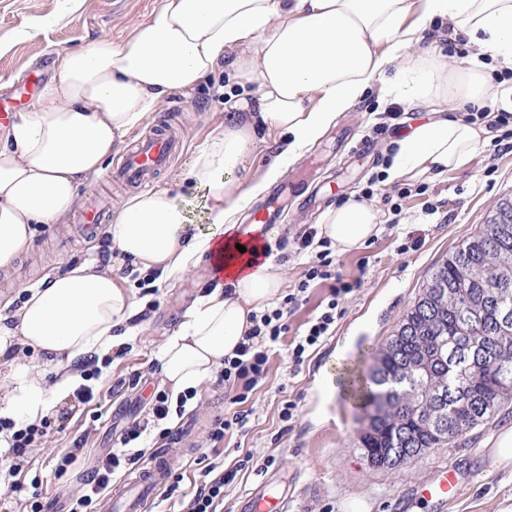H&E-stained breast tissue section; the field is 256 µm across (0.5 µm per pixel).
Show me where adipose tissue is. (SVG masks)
Segmentation results:
<instances>
[{
	"instance_id": "ef3b65f1",
	"label": "adipose tissue",
	"mask_w": 512,
	"mask_h": 512,
	"mask_svg": "<svg viewBox=\"0 0 512 512\" xmlns=\"http://www.w3.org/2000/svg\"><path fill=\"white\" fill-rule=\"evenodd\" d=\"M439 22L468 37L485 63L452 66L441 50L424 46L426 30ZM221 66L257 90L229 94L223 126L183 172L211 203L209 230L188 234L187 212L169 189L132 194L105 226L112 244L106 261L46 275L17 309L1 301L0 356L31 350L56 367L50 387L43 371L17 368L5 416L38 422L68 396L84 357L118 343L115 329L136 306L112 274L126 259L171 280L207 258L215 274L230 279L185 311L160 358L173 393L210 377L250 329V314L282 284L271 260L237 249L235 216L375 81L431 113L399 142L391 178L417 181L465 167L486 129L447 110L455 103L512 109V89L494 78L512 69V0H161L122 42L101 37L57 51L54 78L0 145V269L29 250L34 225L67 223L78 188L148 125L165 95L193 90ZM269 127L285 146L254 177L258 134ZM378 231V210L354 196L328 210L320 228L341 252Z\"/></svg>"
}]
</instances>
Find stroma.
<instances>
[{"mask_svg": "<svg viewBox=\"0 0 512 512\" xmlns=\"http://www.w3.org/2000/svg\"><path fill=\"white\" fill-rule=\"evenodd\" d=\"M160 3L74 0L61 18L57 0H0V103L27 111L34 100L30 85L46 87L54 75L57 51L76 49L103 36L121 42ZM41 19L48 25L38 37L18 39V32ZM240 90L230 72L217 71L191 92L168 94L149 121L153 130L160 120H169L181 134V151L154 185L173 190L189 213L191 232L208 230L210 204L200 191L181 184L180 174L223 123L226 94ZM393 107L401 111L397 129L374 137L373 126ZM427 115L426 109L402 104L385 94L381 84H373L350 112L286 169L289 177L312 172L307 188L320 196L330 190L339 201L352 194L371 195L382 222L365 245L335 255L345 280L360 279L361 286L345 300L332 335L298 372L288 362L287 342L273 349L265 383L250 392L245 404L250 411L245 428L224 440L220 462L244 464L224 488V512H242L244 500L262 483L268 491L287 492L288 512H402L401 504L410 498L415 484L440 464L475 473L445 512H512V468H497L488 447L502 428L512 426V401L463 438L431 449L401 468L371 467L357 446L361 410L346 381L348 372L367 373L433 271L486 223L500 200L512 197V142L502 141L496 149L485 142L464 169L421 180L419 194L403 201L399 224H390L384 198L404 182H387V149ZM345 132L354 140L372 142L370 152L349 154L340 143ZM429 203L439 211L427 217L423 209ZM409 235L418 237L420 246L401 252ZM107 243L101 233L79 235L74 220L36 228L30 251L0 272V296L20 306L26 290L43 276L65 270L72 262L100 258ZM115 276L149 314L137 320L136 332L109 353V365L91 382L95 394L91 402L79 403L71 395L49 411L48 442L33 448L15 469L14 479L22 488L15 499L16 512H27L35 494L49 512H58L94 460L118 449L123 428L146 417L151 394L165 387L159 371L161 349L184 311L209 286L212 270L202 262L176 280L155 285L144 283L143 271L127 260L116 266ZM132 378L137 386L118 388L119 380ZM237 392V387L216 375L196 387L184 414L169 422L178 436L172 470L196 475L192 462L209 450L206 438L211 423L234 412L232 399ZM286 399L298 403L288 423L279 416ZM81 436L86 439L82 458L67 471H58L61 451Z\"/></svg>", "mask_w": 512, "mask_h": 512, "instance_id": "35a3bbf8", "label": "stroma"}]
</instances>
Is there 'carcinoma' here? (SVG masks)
<instances>
[{"mask_svg":"<svg viewBox=\"0 0 512 512\" xmlns=\"http://www.w3.org/2000/svg\"><path fill=\"white\" fill-rule=\"evenodd\" d=\"M503 305L512 309V223L491 217L434 271L374 360L360 397L376 420L358 435L359 447L374 449L370 466L395 469L403 449L441 448L512 400V325L499 324ZM424 355L430 372L408 375ZM411 402L446 417L462 402L464 414L450 436L408 420Z\"/></svg>","mask_w":512,"mask_h":512,"instance_id":"obj_1","label":"carcinoma"}]
</instances>
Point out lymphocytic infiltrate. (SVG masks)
Returning <instances> with one entry per match:
<instances>
[{
	"label": "lymphocytic infiltrate",
	"instance_id": "1",
	"mask_svg": "<svg viewBox=\"0 0 512 512\" xmlns=\"http://www.w3.org/2000/svg\"><path fill=\"white\" fill-rule=\"evenodd\" d=\"M280 247L297 255H309L308 267L293 293L287 294L276 307L251 315V329L234 355L225 357L219 376L224 382L241 386L242 391L234 398L238 410L231 417L214 420L208 433L211 444L223 442L233 428L245 427L248 413L242 405L247 402L249 392L266 378L273 348L281 340H288V359L294 370H301L311 353L332 334L342 302L358 288L357 283L345 281L336 269L331 257V242L319 236L317 229L311 227L293 239L282 240ZM323 282L328 283L329 294L321 301L320 312L305 322L300 334L289 336L290 318L306 303L311 286ZM191 398L188 392L173 399L165 391H156L146 419L129 423L121 433L119 450L98 460L81 486L70 494L68 512H93L96 502L111 488L117 475L144 457L145 452L139 444L149 427L159 426L160 438H170L171 433L163 428V421L172 411H184ZM197 464L201 478L192 489L180 492L183 477L177 474L168 485L167 494H180L181 512H224V487L235 480L236 467H223L204 455L198 458Z\"/></svg>",
	"mask_w": 512,
	"mask_h": 512
}]
</instances>
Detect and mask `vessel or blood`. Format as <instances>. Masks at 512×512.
Returning <instances> with one entry per match:
<instances>
[{
    "instance_id": "obj_1",
    "label": "vessel or blood",
    "mask_w": 512,
    "mask_h": 512,
    "mask_svg": "<svg viewBox=\"0 0 512 512\" xmlns=\"http://www.w3.org/2000/svg\"><path fill=\"white\" fill-rule=\"evenodd\" d=\"M174 138L167 126H160L150 136L137 139L125 152L118 167L113 171L114 181L127 185L142 186L169 164ZM108 199L90 195L80 206V220L85 234H93L102 221ZM279 208L275 202L262 204L250 214L246 224L239 228L241 240L266 244L279 222ZM170 458L168 454L156 455L150 465L141 470L135 480L117 484L107 497L110 512H147L154 493L164 486ZM462 472L455 466H438L431 475L420 482L414 492L416 502L444 508L457 494ZM248 512H287L288 500L271 498L263 490H255L246 500Z\"/></svg>"
}]
</instances>
